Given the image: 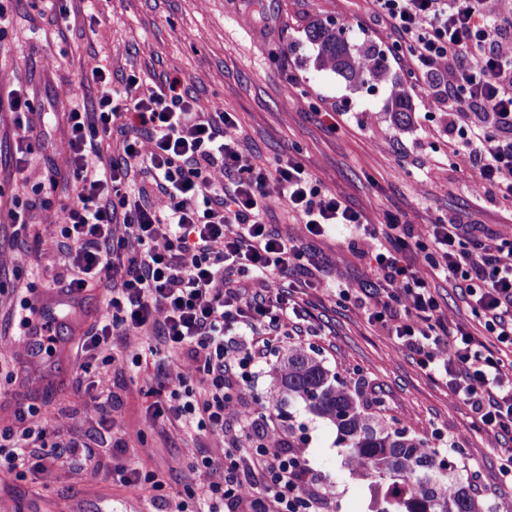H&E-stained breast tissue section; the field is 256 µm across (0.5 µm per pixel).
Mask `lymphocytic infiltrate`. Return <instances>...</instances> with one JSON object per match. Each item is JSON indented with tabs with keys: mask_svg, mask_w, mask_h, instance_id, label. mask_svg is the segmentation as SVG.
<instances>
[{
	"mask_svg": "<svg viewBox=\"0 0 512 512\" xmlns=\"http://www.w3.org/2000/svg\"><path fill=\"white\" fill-rule=\"evenodd\" d=\"M401 50L427 111L443 113L448 148L466 168L469 189L512 201V0H368ZM82 73L100 85L95 111L72 105L69 137L59 154L79 181L77 200L51 215L69 242L68 262L54 285L68 294L104 287V307L81 344L91 353L112 333L157 331L179 360L165 376L167 399L154 416L220 436L233 400L255 379L248 331L268 324L287 331L284 310L301 318L275 276L300 267L305 240L342 226L351 245L373 244L360 299L367 321L380 325L395 352H410L421 370L441 379L469 406L490 447L512 434V233L468 239L460 225L414 224L386 215L377 224L351 209L339 190H326L295 157L269 164L240 149L233 113L190 97L181 77L124 92L96 59ZM117 138L120 158L102 143ZM147 178L155 194L134 189ZM283 210L305 227L304 240L282 236L266 222ZM439 273L466 288L479 325L442 310L429 287ZM248 278L245 297L228 287ZM22 431L0 429V472H46L61 451L94 465L88 446L61 445L37 410H21ZM232 448L244 475L214 478L205 458L193 470L198 503L250 512H329L336 494L318 482L305 457L289 452L268 411L239 413Z\"/></svg>",
	"mask_w": 512,
	"mask_h": 512,
	"instance_id": "lymphocytic-infiltrate-1",
	"label": "lymphocytic infiltrate"
}]
</instances>
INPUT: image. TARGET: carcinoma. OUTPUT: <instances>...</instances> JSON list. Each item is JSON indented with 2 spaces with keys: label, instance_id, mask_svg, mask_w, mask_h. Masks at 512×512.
<instances>
[{
  "label": "carcinoma",
  "instance_id": "obj_1",
  "mask_svg": "<svg viewBox=\"0 0 512 512\" xmlns=\"http://www.w3.org/2000/svg\"><path fill=\"white\" fill-rule=\"evenodd\" d=\"M307 39L316 51L317 68L353 84L379 81L389 71L379 56L366 68L364 50L353 49L342 25L317 22L308 28ZM297 401L336 427L345 469L369 482L374 499L383 503L376 512H488L465 468L440 456L416 433L387 421L315 351L291 345L277 368L270 412L279 418L285 406Z\"/></svg>",
  "mask_w": 512,
  "mask_h": 512
}]
</instances>
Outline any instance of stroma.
Wrapping results in <instances>:
<instances>
[{
  "label": "stroma",
  "mask_w": 512,
  "mask_h": 512,
  "mask_svg": "<svg viewBox=\"0 0 512 512\" xmlns=\"http://www.w3.org/2000/svg\"><path fill=\"white\" fill-rule=\"evenodd\" d=\"M8 35L0 43V71L12 84L34 93V120L41 132L25 164L16 162L20 136L9 111L0 112V191L12 195L29 180L21 196V224L0 210V336L11 347L0 363V428L19 426V411L37 408L62 440L88 444L97 469L61 456L50 474L0 475V512H173L185 500L191 466L199 458L224 459V437L183 429L168 420H151L148 411L170 362L160 337H112L99 348L93 368L82 374L76 345L97 318L104 293L92 288L71 307L55 304L48 283L62 271L63 245H38L49 237L53 207L74 201L72 176L55 173V150L68 135L65 114L71 99L94 108L99 88L82 79L81 67L96 57L124 90L130 77L161 85L181 76L189 93L236 113L247 149L272 161L296 156L325 187L341 190L354 210L380 220L402 212L416 224L440 218L478 228L512 226V202L494 193L473 196L467 172L449 154L433 127L442 113H427L415 81L397 61L390 71L409 89V120L396 125L390 87L378 83L356 89L339 75L315 67V52L305 37L314 21L331 18L349 26L354 45L394 47L366 0H8ZM341 111L345 119L331 128L325 115ZM388 139L387 153L373 148ZM425 144L434 161L430 172L413 163ZM311 254L340 256V278L353 288L368 285V256L353 250L343 228L309 242ZM278 287L304 310L306 319L278 336L261 328L250 336L255 347L271 348L256 374L247 406L272 394L277 358L288 345L314 346L330 366L368 399H379L383 413L431 446L456 441L458 460L479 472L477 494L495 503L502 492L503 451L512 435L489 447L484 432L472 426L470 409L447 386L427 376L413 356L391 352L377 327L368 324L353 300L309 288L297 272L279 277ZM58 320L53 356H37L15 344L26 308ZM113 399V427L103 426L94 409L100 394ZM300 436L317 475L336 486L340 512H372L367 483L342 467L336 430L299 411ZM151 459L164 481L159 491L125 487L120 470L137 459Z\"/></svg>",
  "instance_id": "stroma-1"
}]
</instances>
